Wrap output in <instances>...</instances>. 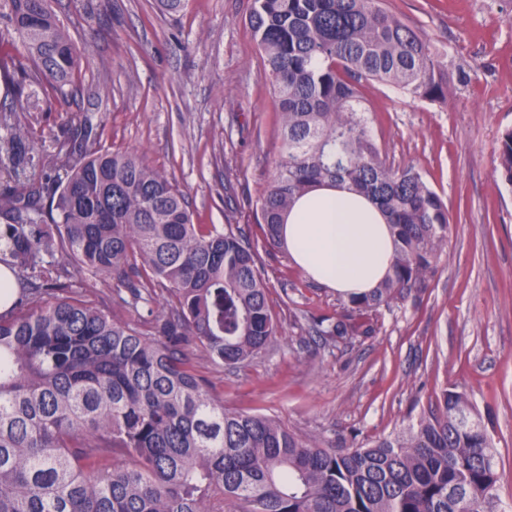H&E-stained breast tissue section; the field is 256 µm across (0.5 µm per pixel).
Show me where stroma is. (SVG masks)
Here are the masks:
<instances>
[{
    "mask_svg": "<svg viewBox=\"0 0 512 512\" xmlns=\"http://www.w3.org/2000/svg\"><path fill=\"white\" fill-rule=\"evenodd\" d=\"M251 0H54L76 40L91 44L74 98L31 126L51 143L73 116L90 117L101 149L143 151L186 195L194 221L236 224L257 248L280 334L228 367L195 350L194 364L226 406L281 420L337 448L368 447L416 423L444 388L464 392L493 439L497 494L512 504V185L498 170L512 129V0H384L448 66L442 102L364 84L383 157L415 168L448 206V246L427 288L380 307L368 334L333 341L315 320L343 298L312 281L255 220L273 171L278 119L246 22ZM105 96H96L99 87ZM75 290L127 320L112 284L69 267Z\"/></svg>",
    "mask_w": 512,
    "mask_h": 512,
    "instance_id": "stroma-1",
    "label": "stroma"
}]
</instances>
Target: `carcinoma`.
Returning <instances> with one entry per match:
<instances>
[{
	"label": "carcinoma",
	"instance_id": "1",
	"mask_svg": "<svg viewBox=\"0 0 512 512\" xmlns=\"http://www.w3.org/2000/svg\"><path fill=\"white\" fill-rule=\"evenodd\" d=\"M248 23L281 128L256 204L268 246L295 201L328 182L367 197L394 236L392 272L350 296L320 332H359L361 318L428 287L448 245L442 197L410 166L381 156L361 87L390 84L412 100L448 92V66L382 0H252ZM88 42L51 0H0V83L21 97L0 144V264L23 288L0 314V512H500L492 438L467 396L368 448L307 441L274 419L228 408L192 362L203 348L237 365L279 327L257 253L241 233L193 221L175 180L134 150L90 149L87 121L51 149L30 140L32 113L72 94ZM64 174L36 177L43 158ZM499 167L512 183V130ZM125 289L134 322L76 296L43 257ZM163 298L162 308L138 304ZM128 459L118 462L117 457Z\"/></svg>",
	"mask_w": 512,
	"mask_h": 512
}]
</instances>
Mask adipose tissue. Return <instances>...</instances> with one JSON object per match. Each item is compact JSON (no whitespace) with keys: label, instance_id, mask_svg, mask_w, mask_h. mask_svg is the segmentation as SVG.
<instances>
[{"label":"adipose tissue","instance_id":"adipose-tissue-1","mask_svg":"<svg viewBox=\"0 0 512 512\" xmlns=\"http://www.w3.org/2000/svg\"><path fill=\"white\" fill-rule=\"evenodd\" d=\"M283 237L312 280L343 295L371 291L390 271L393 242L382 214L343 186L317 187L302 196Z\"/></svg>","mask_w":512,"mask_h":512}]
</instances>
